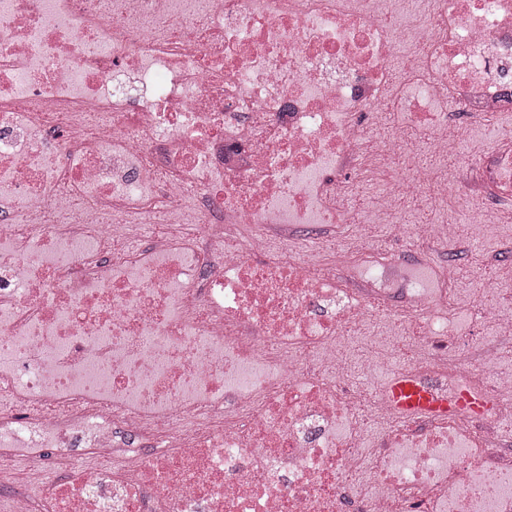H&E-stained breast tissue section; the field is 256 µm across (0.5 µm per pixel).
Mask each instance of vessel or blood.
Wrapping results in <instances>:
<instances>
[{"label":"vessel or blood","instance_id":"vessel-or-blood-1","mask_svg":"<svg viewBox=\"0 0 512 512\" xmlns=\"http://www.w3.org/2000/svg\"><path fill=\"white\" fill-rule=\"evenodd\" d=\"M382 398L384 404L400 418L444 414L450 411L475 416L485 408L481 397L466 391L453 395L437 392L406 372L394 374L389 379L382 390Z\"/></svg>","mask_w":512,"mask_h":512}]
</instances>
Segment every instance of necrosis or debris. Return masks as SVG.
Masks as SVG:
<instances>
[{
    "label": "necrosis or debris",
    "instance_id": "1",
    "mask_svg": "<svg viewBox=\"0 0 512 512\" xmlns=\"http://www.w3.org/2000/svg\"><path fill=\"white\" fill-rule=\"evenodd\" d=\"M504 112L512 0H0L6 512H512V264L460 310V225L402 209L512 207V142L465 135ZM403 329L480 416L349 384Z\"/></svg>",
    "mask_w": 512,
    "mask_h": 512
}]
</instances>
